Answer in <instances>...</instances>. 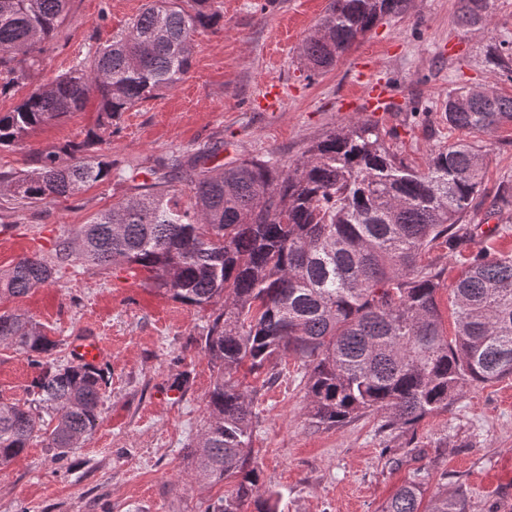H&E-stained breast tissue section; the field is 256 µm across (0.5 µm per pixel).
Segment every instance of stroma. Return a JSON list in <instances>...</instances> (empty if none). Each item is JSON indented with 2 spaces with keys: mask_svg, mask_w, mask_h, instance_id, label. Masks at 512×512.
<instances>
[{
  "mask_svg": "<svg viewBox=\"0 0 512 512\" xmlns=\"http://www.w3.org/2000/svg\"><path fill=\"white\" fill-rule=\"evenodd\" d=\"M219 26L199 31L189 73L172 89L122 113L103 154L120 167L223 142L221 160L272 154L297 159L327 132L353 120L377 123L386 143L412 165L461 138L444 117L449 90L493 86L512 94V79L484 60L490 43L512 42V0H490L486 20L460 24L459 0H409L344 54L328 72L308 77L299 49L328 0H219ZM145 0H70L65 24L37 75L48 83L92 46L110 40ZM387 85L382 111L368 109L367 81ZM97 96L62 122L36 131L27 144L0 150V171L26 167L31 150L82 139L93 127ZM492 198L512 181V125L483 134ZM115 179L78 196L15 209L0 194V271L20 258L49 255L68 228L88 223L133 195ZM484 214L459 256L436 241L423 264L444 270L437 293L445 332H452L449 289L466 256H512V231L488 235ZM23 311L59 338L61 361L72 342L98 337L110 385L97 426L65 459L36 442L0 466V512H204L224 484L201 487L186 457L204 425L212 371L200 348L210 310L181 304L149 287L147 274L126 265L59 266L52 283L0 300V313ZM36 374L26 355L0 344V400L26 399ZM304 368L283 360L276 380L240 371L255 390L260 422L252 438L265 485L278 491V512H380L413 472L428 475V494L464 493L470 512H512V378L467 389L449 410L408 432H380L371 414L336 428L308 415Z\"/></svg>",
  "mask_w": 512,
  "mask_h": 512,
  "instance_id": "35a3bbf8",
  "label": "stroma"
}]
</instances>
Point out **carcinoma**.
Segmentation results:
<instances>
[{
	"instance_id": "obj_1",
	"label": "carcinoma",
	"mask_w": 512,
	"mask_h": 512,
	"mask_svg": "<svg viewBox=\"0 0 512 512\" xmlns=\"http://www.w3.org/2000/svg\"><path fill=\"white\" fill-rule=\"evenodd\" d=\"M70 0H0V94L26 87L0 112V149L23 144L37 129L99 98L96 123L80 141L38 150L29 166L0 172L16 205L69 199L112 177L98 146L121 113L178 84L189 72L196 34L217 26L219 0H146L139 16L48 84L34 82L42 53L65 23ZM462 23L483 19L489 0H459ZM407 0H329L303 41L300 57L321 74ZM506 41L487 61L512 74ZM448 128L487 133L512 124V95L458 88L445 105ZM223 144L172 154L146 169L138 193L62 235L52 260L23 257L0 271V298L21 297L78 261L103 269L137 266L152 286L187 306L217 307L202 350L213 369L208 418L189 449L194 479L230 482L211 512H277L250 458L257 424L252 393L237 373L303 361L309 415L332 429L381 414L382 429L404 433L446 410L467 387L512 378V256H472L453 285L455 330L444 333L436 291L443 270L421 267L422 251L445 238L459 252L479 210L486 148L457 140L432 153L423 171L388 147L376 125L352 121L284 166L273 155L218 162ZM189 187L181 201L177 185ZM512 210V188L486 211ZM0 343L25 353L39 370L38 408L56 414L46 434L59 459L81 447L108 384L103 369L62 364L59 341L24 312L0 313ZM43 430L37 408L0 402V466ZM428 476L408 477L381 512H468L466 497L438 495L423 505Z\"/></svg>"
}]
</instances>
